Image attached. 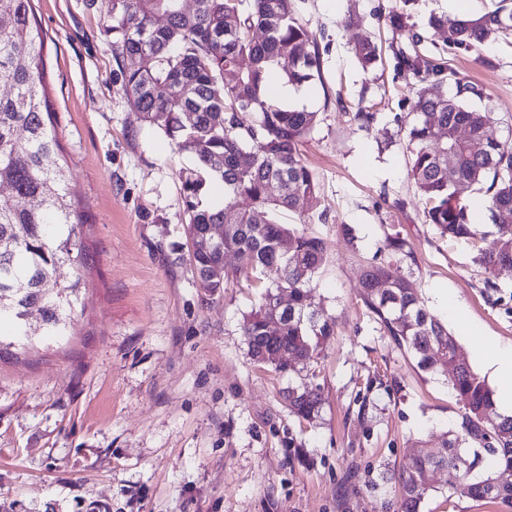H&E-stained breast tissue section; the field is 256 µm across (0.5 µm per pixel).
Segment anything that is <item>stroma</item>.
Listing matches in <instances>:
<instances>
[{
  "label": "stroma",
  "instance_id": "1",
  "mask_svg": "<svg viewBox=\"0 0 512 512\" xmlns=\"http://www.w3.org/2000/svg\"><path fill=\"white\" fill-rule=\"evenodd\" d=\"M322 52L323 80L303 105L319 122L302 154L321 191L308 231L326 239L311 290L336 323L306 382L325 402L314 424L289 413L288 381L253 364L240 323L257 301L246 281L207 301L186 261L178 172L190 165L133 112L117 78L102 5L35 0L44 85L85 224L90 260L67 336L39 335L0 357V512H389L395 476L433 452L459 407L444 377L421 371L362 300V272L388 234L412 251L399 271L446 320L453 296L476 337L512 344V270L484 288L472 246L426 224L395 115L413 90L394 68L389 12L400 0H298ZM384 52L363 71L349 37ZM448 67L512 115V37ZM375 121L358 127V107ZM353 237H346L343 226ZM475 339L457 338L462 360ZM367 416L358 419V399ZM420 512H512L474 499L446 472Z\"/></svg>",
  "mask_w": 512,
  "mask_h": 512
}]
</instances>
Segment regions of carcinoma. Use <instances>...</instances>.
Segmentation results:
<instances>
[{"label": "carcinoma", "mask_w": 512, "mask_h": 512, "mask_svg": "<svg viewBox=\"0 0 512 512\" xmlns=\"http://www.w3.org/2000/svg\"><path fill=\"white\" fill-rule=\"evenodd\" d=\"M104 0L119 60L122 90L140 118L162 130L175 149L193 158L180 169L187 214L183 232L188 262L204 295L213 301L240 277L262 289L240 325L248 355L288 378V409L312 422L323 405L319 388L294 377L319 356L335 322L317 315L310 288L326 259L327 244L282 214L317 208L319 185L300 145L315 129L317 113L284 107L269 91L271 74L295 87L322 81L321 51L295 0ZM166 17L158 27L154 19ZM388 17L399 41L391 44L396 70L415 80L412 120L395 116L407 141L408 175L423 200L425 223L440 236L473 242L480 235L459 190L484 194L496 228L493 249L477 261L492 276L512 269V117L480 106L482 92L448 69V51L480 53L512 34V0L465 19L433 14L425 28ZM262 37H257V33ZM44 37L34 0H0V356L29 338L27 318L37 310L43 335L64 336L78 301L81 277L63 281L65 265L82 268L89 254L59 163L44 75ZM352 50L362 68H375L382 48L360 35ZM495 123L507 135L492 133ZM210 181L224 185V205L206 198ZM212 224L224 240L205 244ZM399 234L386 237L362 276L363 301L390 335L407 346L419 368L448 377L459 421L437 452L418 456L396 477L394 512H419L433 490L430 474L448 472V488L470 480L471 496L512 505V416L500 414L493 391L468 363L448 369L457 346L429 312L413 281L393 270L410 256ZM238 264L224 267V253ZM288 291V311L271 300ZM463 448L468 464L457 465Z\"/></svg>", "instance_id": "cac0c4a2"}]
</instances>
